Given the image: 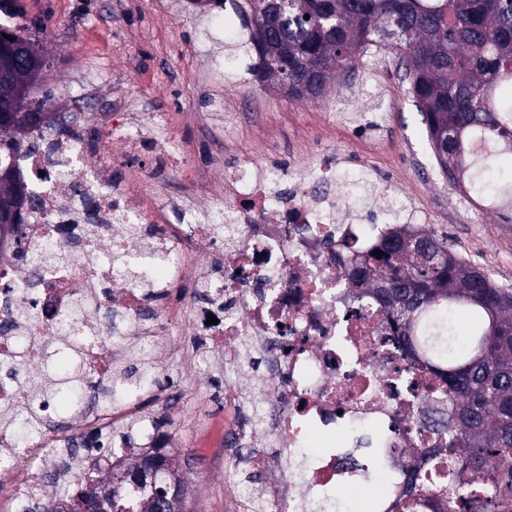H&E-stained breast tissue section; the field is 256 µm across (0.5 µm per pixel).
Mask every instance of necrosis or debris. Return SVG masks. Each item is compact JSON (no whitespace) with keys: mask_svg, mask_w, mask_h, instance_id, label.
Returning <instances> with one entry per match:
<instances>
[{"mask_svg":"<svg viewBox=\"0 0 512 512\" xmlns=\"http://www.w3.org/2000/svg\"><path fill=\"white\" fill-rule=\"evenodd\" d=\"M192 112L136 119L121 105L85 115L69 129L42 127V148L21 158L38 198L22 235L0 228V360L24 349L15 379L0 382V414L32 400L31 376L58 353L78 315L88 344L81 362L92 382L108 379L130 350L153 363L168 357L183 372L157 384L150 398L182 407L209 425L210 395L197 376L213 358L224 367V420L212 434L224 448V512H307L317 500L381 484L371 512H399L409 474L427 467L435 444L420 433L417 414L427 397L425 366L395 347L371 288L353 275L350 255L378 243L397 224H423L425 212L403 186L361 166L353 179L335 150L305 163L272 161L259 137L216 189L221 156L178 140ZM53 251L54 276L33 260ZM149 259L167 275L131 277ZM191 289H182V280ZM37 323H29L30 312ZM255 368H242L243 357ZM90 413L69 418L82 433L79 451L60 463L58 488L77 482L97 454ZM135 422V448H174L171 428L156 427L140 402L114 415ZM378 427L377 470L354 466L341 448L307 454L310 434L325 436ZM65 432L40 430L26 453L0 435V490L11 501L50 495L40 480L42 451ZM307 476L295 480V462ZM258 472L252 490L241 470Z\"/></svg>","mask_w":512,"mask_h":512,"instance_id":"obj_1","label":"necrosis or debris"}]
</instances>
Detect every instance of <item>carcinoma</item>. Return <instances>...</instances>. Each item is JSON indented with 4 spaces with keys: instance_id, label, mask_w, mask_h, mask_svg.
I'll list each match as a JSON object with an SVG mask.
<instances>
[{
    "instance_id": "1",
    "label": "carcinoma",
    "mask_w": 512,
    "mask_h": 512,
    "mask_svg": "<svg viewBox=\"0 0 512 512\" xmlns=\"http://www.w3.org/2000/svg\"><path fill=\"white\" fill-rule=\"evenodd\" d=\"M256 80L294 99H320L330 81L364 57L384 49L398 52L397 69L423 117L436 163L449 183L469 196L512 215V0H238ZM266 30L258 47L256 30ZM21 60L10 80L0 81V110L45 115L34 93L49 67L41 42L24 32L0 28V57ZM42 124L0 122V210L17 231L33 198L15 160L37 147ZM382 252L381 257L373 250ZM369 276L386 278L376 290L393 341L405 357L435 363L434 404L440 417L429 432L439 453L429 470L413 472L420 494H434L454 512H512V289L496 285L482 270L423 228L403 224L374 249L354 256ZM155 367L137 358L112 373V390L91 391L100 407L117 406L146 394ZM77 345L65 363L52 358L38 375L40 399L65 398L68 410L83 404L87 387ZM43 424L38 406L22 409L17 447L25 448ZM133 426L111 427L114 455L127 451ZM108 458L90 461L80 481L56 499L21 512H97L112 494L123 512H190L173 488H186L185 473L166 455L142 451L122 468Z\"/></svg>"
}]
</instances>
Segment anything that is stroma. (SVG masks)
Instances as JSON below:
<instances>
[{
  "label": "stroma",
  "instance_id": "obj_1",
  "mask_svg": "<svg viewBox=\"0 0 512 512\" xmlns=\"http://www.w3.org/2000/svg\"><path fill=\"white\" fill-rule=\"evenodd\" d=\"M19 2L20 28L35 34L51 56L40 88L46 97L45 111H63L80 92L78 77L95 66L102 72L101 95L124 92L137 110L173 111V89L178 86L190 98V111L200 118L223 107L228 167L236 161L237 148L268 130L273 131L275 150L282 157L298 154L306 140H325L340 151L354 148L349 129L324 126L317 115L332 111L338 92L351 80L360 78L375 85L377 96L360 104V122L367 136L385 145L376 164L392 167L410 194L434 208L429 231L448 239L462 258L496 284L512 289V222L490 214V235L476 239V224L451 218L454 185L439 176L426 182L412 180L411 171L431 163L433 154L422 115L407 92V83L396 73L394 54L383 52L376 64L356 65L331 83L325 98L295 100L248 75L250 58L238 49L235 17H225L223 35L214 37L205 8H194L192 15L181 18L172 11L170 0ZM198 38L208 40L210 56L194 49ZM169 420L180 442L175 454L196 479L189 488L191 512H224V483L217 478L224 462L219 449L207 447L204 430L190 414L174 408Z\"/></svg>",
  "mask_w": 512,
  "mask_h": 512
}]
</instances>
